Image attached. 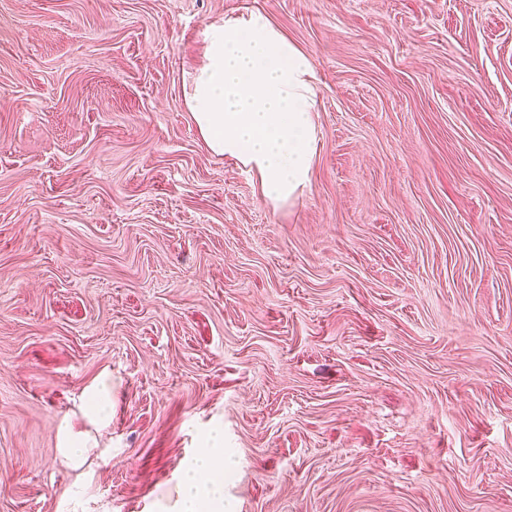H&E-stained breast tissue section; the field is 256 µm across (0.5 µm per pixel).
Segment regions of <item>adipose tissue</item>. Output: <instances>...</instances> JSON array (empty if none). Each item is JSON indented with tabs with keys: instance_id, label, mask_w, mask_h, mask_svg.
Wrapping results in <instances>:
<instances>
[{
	"instance_id": "1",
	"label": "adipose tissue",
	"mask_w": 512,
	"mask_h": 512,
	"mask_svg": "<svg viewBox=\"0 0 512 512\" xmlns=\"http://www.w3.org/2000/svg\"><path fill=\"white\" fill-rule=\"evenodd\" d=\"M203 63L183 85L194 121L217 154L248 166L263 199L274 206L297 197L310 181L315 152V74L310 58L261 13L215 20L205 30ZM85 428H59L58 452L83 467L96 450L97 431L112 422V375L82 393ZM177 512H223L224 463L217 453L185 471Z\"/></svg>"
}]
</instances>
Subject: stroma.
<instances>
[{
	"label": "stroma",
	"instance_id": "1",
	"mask_svg": "<svg viewBox=\"0 0 512 512\" xmlns=\"http://www.w3.org/2000/svg\"><path fill=\"white\" fill-rule=\"evenodd\" d=\"M252 11L316 76L276 208L183 97ZM214 447L224 512H512V0H0V512H171ZM79 409L89 428L75 430L68 419L59 428L58 452L72 469L83 467L98 448V441L90 428L99 432L112 422V375L102 374L82 393Z\"/></svg>",
	"mask_w": 512,
	"mask_h": 512
}]
</instances>
